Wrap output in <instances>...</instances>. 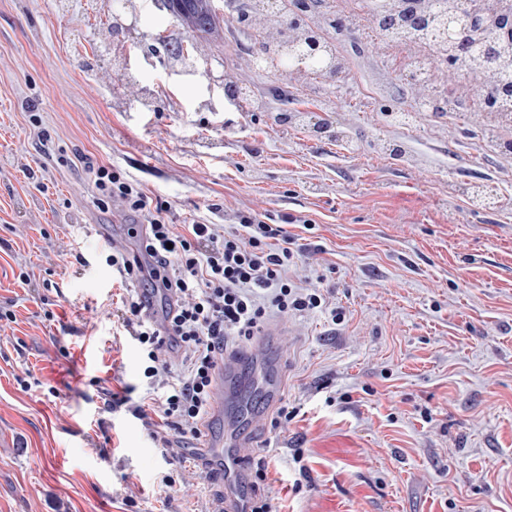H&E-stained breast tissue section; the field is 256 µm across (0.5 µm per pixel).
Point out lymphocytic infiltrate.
<instances>
[{"label":"lymphocytic infiltrate","instance_id":"1","mask_svg":"<svg viewBox=\"0 0 512 512\" xmlns=\"http://www.w3.org/2000/svg\"><path fill=\"white\" fill-rule=\"evenodd\" d=\"M94 175L99 207L119 206L141 218L140 237L152 260L151 285L171 298L160 325L145 317L139 295H129L122 324L145 354L149 380L167 372L164 355L171 348L191 350L186 378L167 383L157 404L183 434L199 436L217 353L229 342L251 340L271 315L314 311L322 298L289 283L288 269L297 255L282 225L239 210L235 232L222 235L199 220L180 230L168 221V201L150 197L108 167H97Z\"/></svg>","mask_w":512,"mask_h":512}]
</instances>
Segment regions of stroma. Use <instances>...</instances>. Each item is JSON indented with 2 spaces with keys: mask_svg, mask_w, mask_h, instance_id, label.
Segmentation results:
<instances>
[{
  "mask_svg": "<svg viewBox=\"0 0 512 512\" xmlns=\"http://www.w3.org/2000/svg\"><path fill=\"white\" fill-rule=\"evenodd\" d=\"M159 33L191 40L142 0H0V512H212L222 493L200 440L152 404L121 325L127 286L106 257L142 246L133 216L95 204L102 165L167 200L174 224L296 218L289 277L324 307L272 316L247 343L280 355L290 415L266 408L261 381L244 392L266 473L239 485L244 501L512 512V125L489 128L476 98L414 110L400 56L362 27L324 30L344 62L332 90L243 71L262 36L230 23L178 77ZM227 75L251 107L225 102ZM408 109L411 124L392 120Z\"/></svg>",
  "mask_w": 512,
  "mask_h": 512,
  "instance_id": "obj_1",
  "label": "stroma"
}]
</instances>
